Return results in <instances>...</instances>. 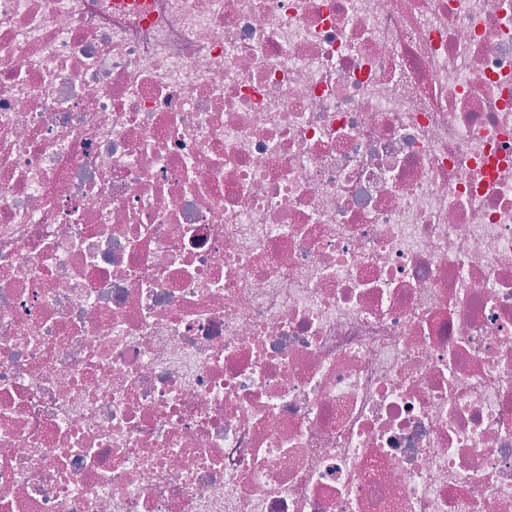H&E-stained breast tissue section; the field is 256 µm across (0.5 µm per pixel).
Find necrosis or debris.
I'll return each mask as SVG.
<instances>
[{
  "mask_svg": "<svg viewBox=\"0 0 512 512\" xmlns=\"http://www.w3.org/2000/svg\"><path fill=\"white\" fill-rule=\"evenodd\" d=\"M0 512H512V0H0Z\"/></svg>",
  "mask_w": 512,
  "mask_h": 512,
  "instance_id": "4bbe7bcc",
  "label": "necrosis or debris"
}]
</instances>
